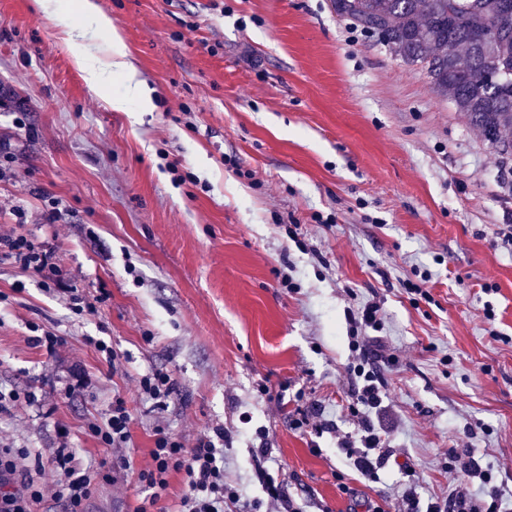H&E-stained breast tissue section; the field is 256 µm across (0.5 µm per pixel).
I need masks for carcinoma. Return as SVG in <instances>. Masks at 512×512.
<instances>
[{
	"label": "carcinoma",
	"mask_w": 512,
	"mask_h": 512,
	"mask_svg": "<svg viewBox=\"0 0 512 512\" xmlns=\"http://www.w3.org/2000/svg\"><path fill=\"white\" fill-rule=\"evenodd\" d=\"M336 14L421 68L512 162V0H333Z\"/></svg>",
	"instance_id": "cac0c4a2"
}]
</instances>
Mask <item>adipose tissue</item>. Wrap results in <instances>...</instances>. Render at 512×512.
Returning <instances> with one entry per match:
<instances>
[{
    "mask_svg": "<svg viewBox=\"0 0 512 512\" xmlns=\"http://www.w3.org/2000/svg\"><path fill=\"white\" fill-rule=\"evenodd\" d=\"M36 6L50 16L66 35L72 57L83 72L91 90L109 87L113 77H120L124 90L111 96L113 110L128 111L130 102H138L140 111L152 108L149 93L140 78L124 39L98 0H75L72 9L60 10L53 0H35ZM104 47L105 58H98L97 47Z\"/></svg>",
    "mask_w": 512,
    "mask_h": 512,
    "instance_id": "ef3b65f1",
    "label": "adipose tissue"
}]
</instances>
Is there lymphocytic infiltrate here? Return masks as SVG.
I'll return each instance as SVG.
<instances>
[{
  "label": "lymphocytic infiltrate",
  "mask_w": 512,
  "mask_h": 512,
  "mask_svg": "<svg viewBox=\"0 0 512 512\" xmlns=\"http://www.w3.org/2000/svg\"><path fill=\"white\" fill-rule=\"evenodd\" d=\"M0 251L14 258L20 267L49 279H58L59 270L50 249L35 244L23 235L0 236ZM356 353L347 374L351 389L348 409L356 417L360 438L343 435L338 445L352 460L357 472L366 477L375 476L389 460L391 450L386 444L384 431L376 421L381 415L383 395L382 380L376 359L366 345V339H352ZM131 416L123 399H115L107 416L90 427L99 445L116 452L115 467L135 471L138 482L148 491V496L135 512H151L168 495L169 476L183 474L186 490L179 501L177 512H257L256 500L242 496L238 488L224 479L225 454L219 443L224 439L223 428H214L197 438L192 448H185L176 437L156 429L150 450L151 463L144 468H134L132 461L122 453L129 447ZM29 453L24 449L10 448L0 451V512H30V501L42 499L39 489L20 495L5 492L4 486L26 471L24 465ZM61 479L53 488L51 497L62 503L65 512H89L93 494V471L81 468L70 448L55 450L50 459ZM492 472L482 458H470L462 469L461 487L448 497L427 502L421 501L415 488H408L398 503L396 512H502L499 490L490 486ZM490 486L488 498L471 494L473 484Z\"/></svg>",
  "instance_id": "f902f5d3"
}]
</instances>
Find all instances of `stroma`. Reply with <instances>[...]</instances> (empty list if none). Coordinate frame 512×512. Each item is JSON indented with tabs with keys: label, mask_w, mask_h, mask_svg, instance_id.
<instances>
[{
	"label": "stroma",
	"mask_w": 512,
	"mask_h": 512,
	"mask_svg": "<svg viewBox=\"0 0 512 512\" xmlns=\"http://www.w3.org/2000/svg\"><path fill=\"white\" fill-rule=\"evenodd\" d=\"M99 2L154 111L113 110L120 78L92 91L33 0H0V234L44 244L64 276L0 255V390L17 395L0 440L30 450L28 480L51 489L63 442L98 466L88 424L119 396L135 467L156 427L191 446L220 426L228 481L261 500L271 476L303 512H393L410 487L447 497L452 450L512 496V168L332 0ZM426 270L432 298L411 301ZM71 288L97 312L76 315ZM370 300L396 358L379 365L395 460L365 478L337 438L358 431L346 313ZM75 369L87 383L70 393ZM151 369L175 382L167 409L140 389ZM317 406L332 428L297 426ZM145 496L134 477L99 479L90 509Z\"/></svg>",
	"instance_id": "stroma-1"
}]
</instances>
